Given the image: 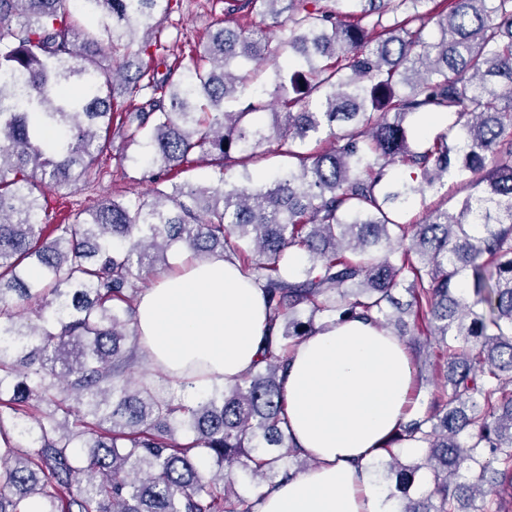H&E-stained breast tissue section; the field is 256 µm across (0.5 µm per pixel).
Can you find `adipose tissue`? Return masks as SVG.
Wrapping results in <instances>:
<instances>
[{
    "label": "adipose tissue",
    "mask_w": 512,
    "mask_h": 512,
    "mask_svg": "<svg viewBox=\"0 0 512 512\" xmlns=\"http://www.w3.org/2000/svg\"><path fill=\"white\" fill-rule=\"evenodd\" d=\"M139 351L186 401L237 382L269 333L264 291L216 254L181 262L139 296ZM413 357L395 333L352 319L304 338L280 374L284 425L314 468L255 512H383L367 466L415 409Z\"/></svg>",
    "instance_id": "1"
}]
</instances>
